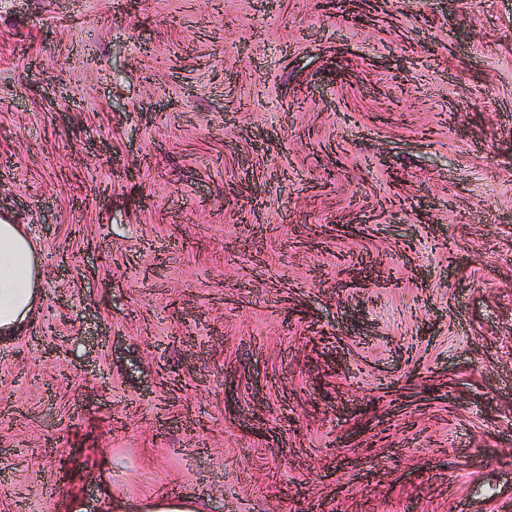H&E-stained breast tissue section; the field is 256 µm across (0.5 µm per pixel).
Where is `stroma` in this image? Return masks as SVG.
Instances as JSON below:
<instances>
[{
    "label": "stroma",
    "instance_id": "obj_1",
    "mask_svg": "<svg viewBox=\"0 0 512 512\" xmlns=\"http://www.w3.org/2000/svg\"><path fill=\"white\" fill-rule=\"evenodd\" d=\"M357 6L0 7V512H512V0ZM40 279L37 242L23 225L0 219V339L25 330ZM141 512H203L197 501L192 499L152 501L138 508Z\"/></svg>",
    "mask_w": 512,
    "mask_h": 512
}]
</instances>
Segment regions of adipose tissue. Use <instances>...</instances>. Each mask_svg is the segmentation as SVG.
<instances>
[{
  "label": "adipose tissue",
  "instance_id": "ef3b65f1",
  "mask_svg": "<svg viewBox=\"0 0 512 512\" xmlns=\"http://www.w3.org/2000/svg\"><path fill=\"white\" fill-rule=\"evenodd\" d=\"M38 245L23 225L0 219V336L22 333L38 298Z\"/></svg>",
  "mask_w": 512,
  "mask_h": 512
}]
</instances>
